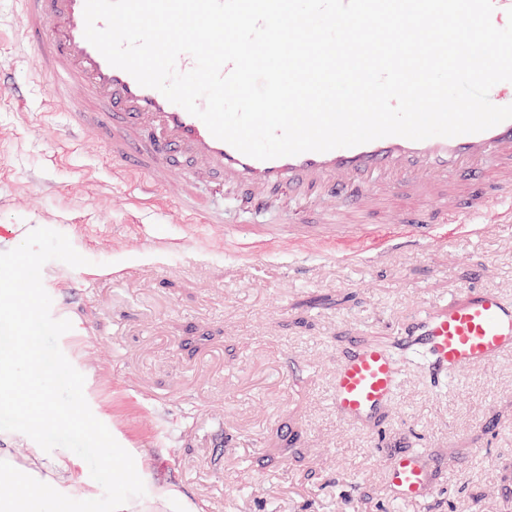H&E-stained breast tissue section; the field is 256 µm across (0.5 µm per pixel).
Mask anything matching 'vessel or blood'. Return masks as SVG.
Segmentation results:
<instances>
[{
  "instance_id": "1",
  "label": "vessel or blood",
  "mask_w": 512,
  "mask_h": 512,
  "mask_svg": "<svg viewBox=\"0 0 512 512\" xmlns=\"http://www.w3.org/2000/svg\"><path fill=\"white\" fill-rule=\"evenodd\" d=\"M14 46L65 106L68 142L101 147L139 200L166 197L188 224L231 232L242 249L277 243L385 245L391 230L426 245L512 222V119L478 133L389 136L327 152L248 157L159 91L111 66L84 37L85 0H14ZM419 355L435 385L512 351V300L490 288L458 296L398 331L393 348L352 342L331 379L337 417L379 433L399 383L397 351ZM396 498L434 500L441 459L391 456Z\"/></svg>"
}]
</instances>
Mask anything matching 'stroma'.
Returning <instances> with one entry per match:
<instances>
[{"mask_svg":"<svg viewBox=\"0 0 512 512\" xmlns=\"http://www.w3.org/2000/svg\"><path fill=\"white\" fill-rule=\"evenodd\" d=\"M13 23L0 0V59L28 91L23 104L0 96V252L44 227L90 261L87 280L52 260L42 281L52 317L72 323L59 345L94 416L145 484L123 512H423L391 494L370 435L337 418L336 360L356 339L390 344L469 285L475 263L486 266L481 286L512 300V223L376 255L285 243L247 252L223 229L174 221L164 201L140 204L101 151L70 146L63 107L15 54ZM398 371L387 442L444 459L433 512H512V353L442 390L408 357ZM221 427L230 437L218 448ZM0 448L71 498L103 494L67 449L10 431Z\"/></svg>","mask_w":512,"mask_h":512,"instance_id":"obj_1","label":"stroma"}]
</instances>
